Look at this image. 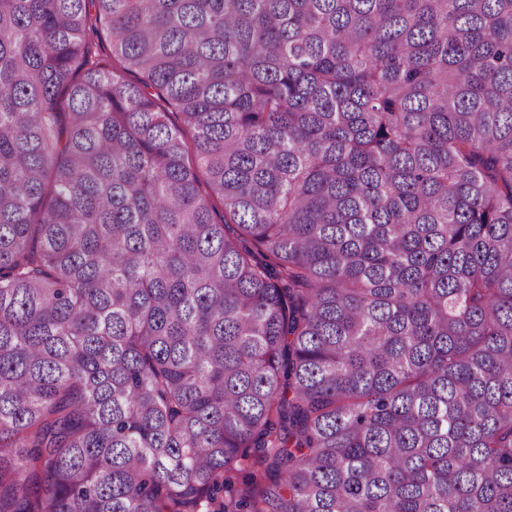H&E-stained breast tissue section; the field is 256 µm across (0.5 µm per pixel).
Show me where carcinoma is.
I'll return each instance as SVG.
<instances>
[{
	"instance_id": "obj_1",
	"label": "carcinoma",
	"mask_w": 512,
	"mask_h": 512,
	"mask_svg": "<svg viewBox=\"0 0 512 512\" xmlns=\"http://www.w3.org/2000/svg\"><path fill=\"white\" fill-rule=\"evenodd\" d=\"M0 512H512V0H0Z\"/></svg>"
}]
</instances>
